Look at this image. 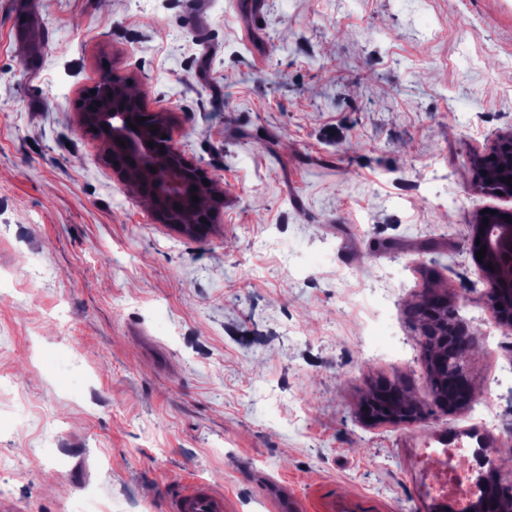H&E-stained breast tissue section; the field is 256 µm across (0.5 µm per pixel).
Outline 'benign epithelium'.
Here are the masks:
<instances>
[{
	"mask_svg": "<svg viewBox=\"0 0 512 512\" xmlns=\"http://www.w3.org/2000/svg\"><path fill=\"white\" fill-rule=\"evenodd\" d=\"M128 87L127 79L110 71L102 72L77 102L81 128L101 144L106 160L118 154L127 158L123 176L128 183L148 187L154 199L152 212L159 222L181 233L200 222L213 223L223 206L224 190L181 150L175 114L151 106L150 100L142 94L130 95ZM142 112L154 119L157 131L142 126L135 131L129 127L131 123L137 124V116ZM120 140L126 147L119 146ZM511 150L510 129L498 136L490 155L475 160V166L482 172L480 189L512 196V187L504 182L512 178V156L508 157L507 171L494 176L483 174L488 160ZM194 195L207 199L208 207L200 208L198 202L192 200ZM472 239L480 240L486 247L480 263L486 299L499 311L503 299H512V223L505 221L495 228L475 224ZM490 265L494 269H488Z\"/></svg>",
	"mask_w": 512,
	"mask_h": 512,
	"instance_id": "7a95c632",
	"label": "benign epithelium"
}]
</instances>
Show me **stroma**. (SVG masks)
Listing matches in <instances>:
<instances>
[{
	"label": "stroma",
	"instance_id": "obj_1",
	"mask_svg": "<svg viewBox=\"0 0 512 512\" xmlns=\"http://www.w3.org/2000/svg\"><path fill=\"white\" fill-rule=\"evenodd\" d=\"M175 112L224 189L207 238L158 222L75 101L104 70ZM512 128V0H0V505L427 512L413 307L460 298L477 406L512 437V330L471 229L512 198L475 157ZM173 511L224 512V496L215 493L208 483L195 482L176 498Z\"/></svg>",
	"mask_w": 512,
	"mask_h": 512
}]
</instances>
